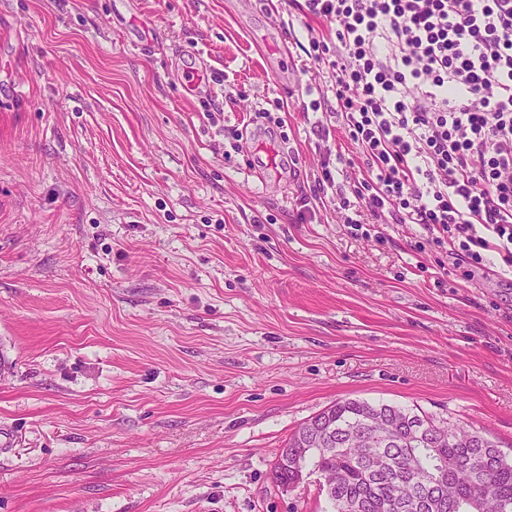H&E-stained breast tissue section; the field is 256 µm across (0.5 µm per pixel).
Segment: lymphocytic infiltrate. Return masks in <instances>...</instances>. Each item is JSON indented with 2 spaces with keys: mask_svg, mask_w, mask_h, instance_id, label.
<instances>
[{
  "mask_svg": "<svg viewBox=\"0 0 512 512\" xmlns=\"http://www.w3.org/2000/svg\"><path fill=\"white\" fill-rule=\"evenodd\" d=\"M326 23L336 121L362 159L315 194L387 224L416 250L512 273V0H302Z\"/></svg>",
  "mask_w": 512,
  "mask_h": 512,
  "instance_id": "1",
  "label": "lymphocytic infiltrate"
}]
</instances>
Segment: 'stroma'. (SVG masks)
Returning a JSON list of instances; mask_svg holds the SVG:
<instances>
[{"label": "stroma", "mask_w": 512, "mask_h": 512, "mask_svg": "<svg viewBox=\"0 0 512 512\" xmlns=\"http://www.w3.org/2000/svg\"><path fill=\"white\" fill-rule=\"evenodd\" d=\"M304 22L0 0V512H328L272 467L344 398L512 447V286L314 198Z\"/></svg>", "instance_id": "obj_1"}]
</instances>
